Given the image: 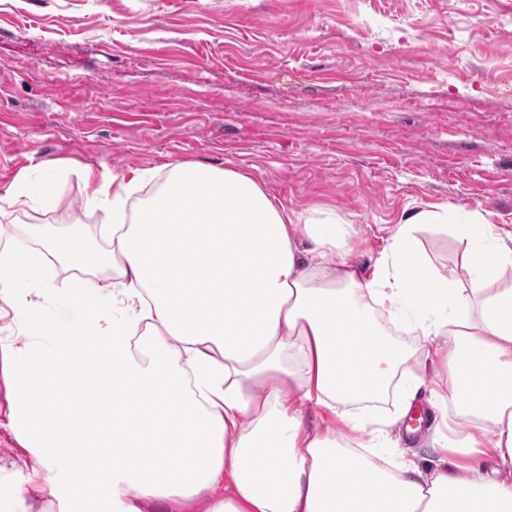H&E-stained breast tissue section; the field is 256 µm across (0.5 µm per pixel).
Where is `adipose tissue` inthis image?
Wrapping results in <instances>:
<instances>
[{"mask_svg": "<svg viewBox=\"0 0 512 512\" xmlns=\"http://www.w3.org/2000/svg\"><path fill=\"white\" fill-rule=\"evenodd\" d=\"M165 169L159 183L132 168L88 194L104 247L48 225L16 244L13 213L64 206L60 164L0 195V300L26 336L0 364L7 427L41 468L68 465L65 512L200 498L210 512H512V233L435 204L391 228L368 275L348 262L355 230L335 210H287L234 169ZM450 229L465 243V288L420 246V231ZM58 263L113 282L91 292L62 278L78 315L50 317L28 294ZM393 329L448 339L433 349L446 386L428 404L455 421L422 463L389 440L427 382ZM395 380L393 414L355 412ZM306 405L325 429L305 426Z\"/></svg>", "mask_w": 512, "mask_h": 512, "instance_id": "1", "label": "adipose tissue"}]
</instances>
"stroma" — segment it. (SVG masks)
Instances as JSON below:
<instances>
[{"instance_id":"35a3bbf8","label":"stroma","mask_w":512,"mask_h":512,"mask_svg":"<svg viewBox=\"0 0 512 512\" xmlns=\"http://www.w3.org/2000/svg\"><path fill=\"white\" fill-rule=\"evenodd\" d=\"M66 201L22 228L81 225L94 182L200 162L288 209H336L369 269L403 215L448 204L512 231V0H0V194L47 161ZM464 284L453 233H420ZM0 484L33 454L4 429Z\"/></svg>"}]
</instances>
